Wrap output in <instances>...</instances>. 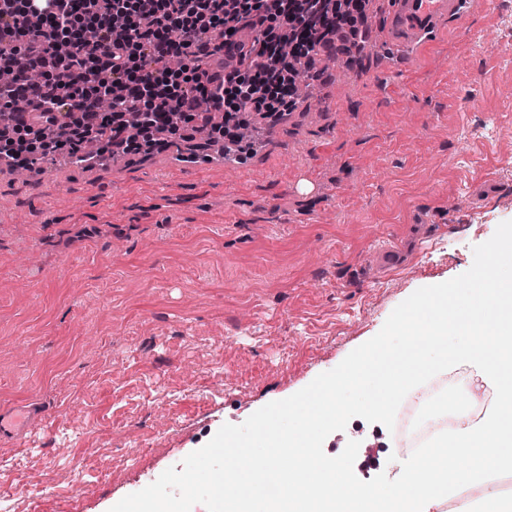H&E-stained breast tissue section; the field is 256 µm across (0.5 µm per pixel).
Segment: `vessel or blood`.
I'll list each match as a JSON object with an SVG mask.
<instances>
[{
  "instance_id": "vessel-or-blood-1",
  "label": "vessel or blood",
  "mask_w": 512,
  "mask_h": 512,
  "mask_svg": "<svg viewBox=\"0 0 512 512\" xmlns=\"http://www.w3.org/2000/svg\"><path fill=\"white\" fill-rule=\"evenodd\" d=\"M382 10L375 26L381 38L399 31L400 43L415 46L430 41L440 22L458 18L474 9H487L493 0H381ZM30 426L23 412H0V435L20 436Z\"/></svg>"
}]
</instances>
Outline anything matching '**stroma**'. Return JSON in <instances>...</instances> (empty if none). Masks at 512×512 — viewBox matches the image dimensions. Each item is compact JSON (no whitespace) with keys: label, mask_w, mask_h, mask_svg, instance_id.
Returning a JSON list of instances; mask_svg holds the SVG:
<instances>
[{"label":"stroma","mask_w":512,"mask_h":512,"mask_svg":"<svg viewBox=\"0 0 512 512\" xmlns=\"http://www.w3.org/2000/svg\"><path fill=\"white\" fill-rule=\"evenodd\" d=\"M383 52L334 51L233 168L153 151L0 173V411L39 413L0 439L16 512H109L512 220V11Z\"/></svg>","instance_id":"35a3bbf8"}]
</instances>
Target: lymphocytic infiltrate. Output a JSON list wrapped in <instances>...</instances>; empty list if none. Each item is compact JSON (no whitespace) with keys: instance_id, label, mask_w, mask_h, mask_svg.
<instances>
[{"instance_id":"lymphocytic-infiltrate-1","label":"lymphocytic infiltrate","mask_w":512,"mask_h":512,"mask_svg":"<svg viewBox=\"0 0 512 512\" xmlns=\"http://www.w3.org/2000/svg\"><path fill=\"white\" fill-rule=\"evenodd\" d=\"M324 2L286 12L278 0H0V61L11 75L0 120L40 141L55 129L63 154L90 139L108 154L140 149L128 113L173 134L220 111L215 132L235 142L252 118L294 108L300 63L354 28V16L326 14ZM62 76L71 96L57 92Z\"/></svg>"}]
</instances>
